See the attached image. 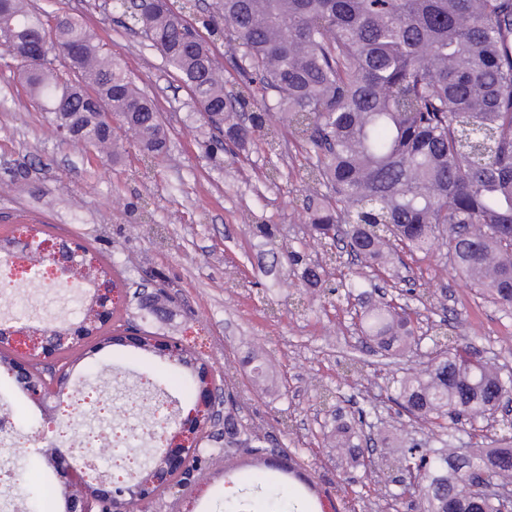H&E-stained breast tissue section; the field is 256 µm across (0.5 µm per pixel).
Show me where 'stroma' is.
<instances>
[{"label":"stroma","mask_w":512,"mask_h":512,"mask_svg":"<svg viewBox=\"0 0 512 512\" xmlns=\"http://www.w3.org/2000/svg\"><path fill=\"white\" fill-rule=\"evenodd\" d=\"M36 2L51 15L66 10L82 16L163 112L168 148L147 171L132 144L115 161L60 141L49 114L20 80L17 61L0 50V225L52 224L62 235L92 241L121 279L161 276L177 313L165 323H149V331L198 337L210 362L223 369L242 416L279 436L309 485L300 496L268 486L265 467L242 455L195 469L190 488L166 496L153 512H302L330 500L338 512H408L380 484L340 491L343 474L326 437L331 411L320 393L339 389L347 411L371 409V422L401 439L428 438L426 427L396 414L387 399L393 377L418 365L420 356L367 350L354 325L357 300L304 288L286 265L262 270L298 246L307 259L324 258L310 240L302 209L300 148L286 138L274 153L259 140L240 156L210 149L211 130L187 89L158 51L116 13L104 11L103 0ZM272 169L279 175L271 180ZM259 224L272 225V237L259 236ZM362 275L385 299L408 304L420 329L456 319L459 335L486 358L512 367V314L477 295L444 257L407 256ZM408 288L413 296H405ZM79 307L65 288L31 282L0 289V313L21 309L47 321L73 316ZM159 363L150 354L134 355L132 346L112 344L77 362L72 379L87 380L95 391L63 434L46 431L44 408L0 373V404L11 408L20 432H46L40 445L20 442L9 455L11 465H28L40 448L88 433L102 442L97 459L104 470L121 457L151 458L154 447L139 433L154 403L175 411L185 406L177 381L143 388L146 367Z\"/></svg>","instance_id":"obj_1"}]
</instances>
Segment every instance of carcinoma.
Segmentation results:
<instances>
[{"label":"carcinoma","instance_id":"carcinoma-1","mask_svg":"<svg viewBox=\"0 0 512 512\" xmlns=\"http://www.w3.org/2000/svg\"><path fill=\"white\" fill-rule=\"evenodd\" d=\"M194 5L141 0L133 24L191 92L214 111L212 130L243 148L258 135L274 147L286 131L306 154L304 182L310 235L333 263L346 254L366 268L387 266L398 249L427 258L445 252L482 296L512 312V0H215L203 36L187 20ZM50 57L23 67L31 93L52 114L53 134L70 130L86 144L112 149L108 123L132 134L145 166L166 149L167 128L154 100L95 33L73 14H56ZM0 25L21 49L43 39L44 19L33 0H0ZM224 40L241 83L228 89L213 41ZM275 94L251 122L242 117L256 91ZM302 266L306 288L360 301V331L378 350L401 356L422 344L403 305L374 303L353 275L330 279L327 265ZM172 298L163 286L138 299L142 322H162ZM184 361L174 376L189 405L195 371L209 367L202 346L185 336ZM427 362L396 381L389 400L398 413L440 433L438 445L405 446L380 438L382 461L415 484L388 491L415 512L512 510L511 432L490 443H466L512 398V372L495 367L465 336L437 326ZM83 341L59 350L61 368L95 355ZM336 456L345 471L376 473L363 431L367 412L332 410ZM280 443L244 422L224 396V430L202 437L201 453L226 459L246 451L264 455ZM473 472L489 491L465 492ZM41 509L57 510V488L43 485Z\"/></svg>","mask_w":512,"mask_h":512}]
</instances>
